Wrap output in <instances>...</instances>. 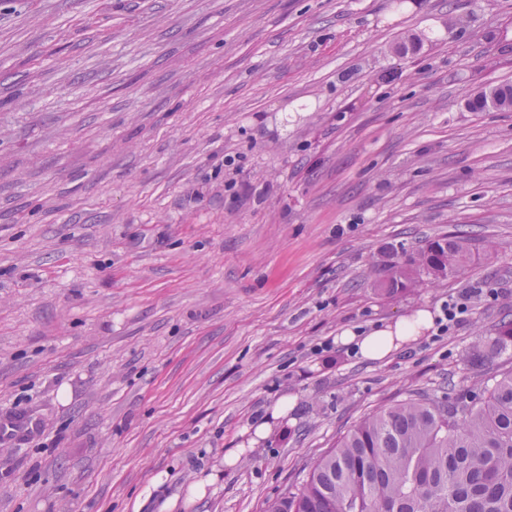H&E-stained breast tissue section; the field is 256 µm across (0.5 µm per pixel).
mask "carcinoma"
Instances as JSON below:
<instances>
[{
  "instance_id": "cac0c4a2",
  "label": "carcinoma",
  "mask_w": 512,
  "mask_h": 512,
  "mask_svg": "<svg viewBox=\"0 0 512 512\" xmlns=\"http://www.w3.org/2000/svg\"><path fill=\"white\" fill-rule=\"evenodd\" d=\"M492 105L512 108V86ZM487 98L472 101L486 108ZM471 260L458 235L436 238L384 265L378 287L398 294L427 270L445 278ZM474 357H512V321L472 346ZM269 512H512V372L450 403L421 395L365 417Z\"/></svg>"
}]
</instances>
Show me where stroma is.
Wrapping results in <instances>:
<instances>
[{
  "mask_svg": "<svg viewBox=\"0 0 512 512\" xmlns=\"http://www.w3.org/2000/svg\"><path fill=\"white\" fill-rule=\"evenodd\" d=\"M502 85L512 0H0V512H268L511 371L471 353L512 320V111L468 106ZM457 232L458 276L376 288ZM468 310L467 304L462 298L450 296L448 300L441 304V312L443 317L437 320L439 335H445L451 324L459 319ZM413 325L408 321L396 324L394 329L390 326L373 327L364 336H357L351 331L344 336H338L337 341L358 352L362 358L369 360H382L401 343H406L413 336Z\"/></svg>",
  "mask_w": 512,
  "mask_h": 512,
  "instance_id": "1",
  "label": "stroma"
}]
</instances>
